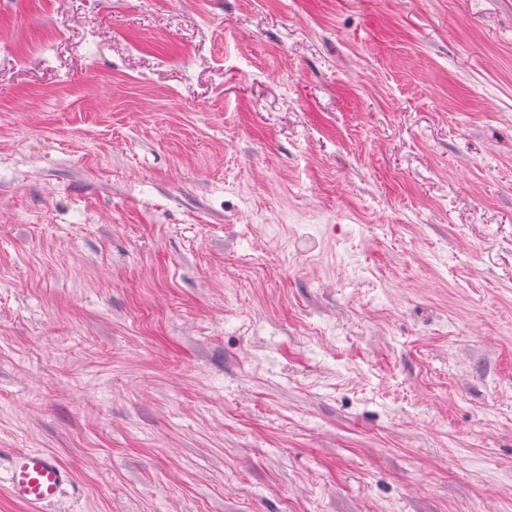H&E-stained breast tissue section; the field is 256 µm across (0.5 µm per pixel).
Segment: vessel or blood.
Listing matches in <instances>:
<instances>
[{
	"instance_id": "vessel-or-blood-1",
	"label": "vessel or blood",
	"mask_w": 512,
	"mask_h": 512,
	"mask_svg": "<svg viewBox=\"0 0 512 512\" xmlns=\"http://www.w3.org/2000/svg\"><path fill=\"white\" fill-rule=\"evenodd\" d=\"M71 482L69 472L55 455L29 450L11 456L5 487L28 512H44Z\"/></svg>"
}]
</instances>
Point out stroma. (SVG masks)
<instances>
[{
	"mask_svg": "<svg viewBox=\"0 0 512 512\" xmlns=\"http://www.w3.org/2000/svg\"><path fill=\"white\" fill-rule=\"evenodd\" d=\"M47 512H512V0H0V454ZM71 482L69 472L55 455L29 450L11 456L4 487L29 512H42Z\"/></svg>",
	"mask_w": 512,
	"mask_h": 512,
	"instance_id": "obj_1",
	"label": "stroma"
}]
</instances>
